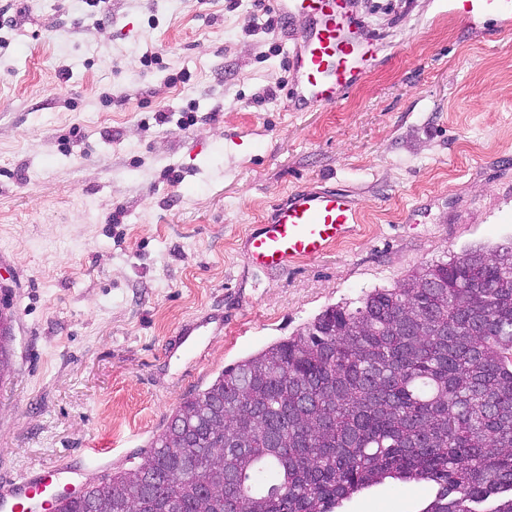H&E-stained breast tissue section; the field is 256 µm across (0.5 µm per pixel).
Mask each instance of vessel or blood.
Here are the masks:
<instances>
[{
  "instance_id": "1",
  "label": "vessel or blood",
  "mask_w": 512,
  "mask_h": 512,
  "mask_svg": "<svg viewBox=\"0 0 512 512\" xmlns=\"http://www.w3.org/2000/svg\"><path fill=\"white\" fill-rule=\"evenodd\" d=\"M450 12L470 24L512 25V0H449ZM273 10L288 31V64L296 111L331 106L359 86L378 57L352 9V0H273ZM361 211L333 188L295 190L276 206L264 224L244 240L246 259L284 271L324 254L353 236ZM97 462L88 453L69 468L28 471L0 490V512H50L58 491L82 490L81 475Z\"/></svg>"
}]
</instances>
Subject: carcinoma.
<instances>
[{
	"label": "carcinoma",
	"instance_id": "obj_1",
	"mask_svg": "<svg viewBox=\"0 0 512 512\" xmlns=\"http://www.w3.org/2000/svg\"><path fill=\"white\" fill-rule=\"evenodd\" d=\"M11 323L0 313V370ZM387 479L433 484L423 512H512V246L326 308L54 512H336Z\"/></svg>",
	"mask_w": 512,
	"mask_h": 512
}]
</instances>
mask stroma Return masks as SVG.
I'll list each match as a JSON object with an SVG mask.
<instances>
[{
  "label": "stroma",
  "instance_id": "obj_1",
  "mask_svg": "<svg viewBox=\"0 0 512 512\" xmlns=\"http://www.w3.org/2000/svg\"><path fill=\"white\" fill-rule=\"evenodd\" d=\"M356 2L378 61L297 112L287 34L254 0H0V484L88 448V481L133 466L189 393L327 307L512 244V29ZM322 186L360 206L355 235L285 272L249 263L244 236ZM434 492L388 481L341 512ZM11 323H12V317L0 313V382L2 379L6 376H8L12 371H10L12 366V348H11V342H12V336H11ZM7 367L8 370L1 373V370L3 368ZM10 371V372H9ZM9 372V373H8ZM8 373V374H7Z\"/></svg>",
  "mask_w": 512,
  "mask_h": 512
}]
</instances>
